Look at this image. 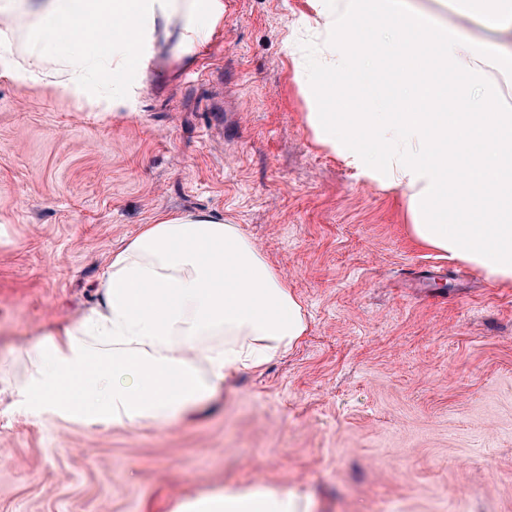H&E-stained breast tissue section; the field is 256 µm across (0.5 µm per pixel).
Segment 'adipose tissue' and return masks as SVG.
<instances>
[{
	"label": "adipose tissue",
	"mask_w": 512,
	"mask_h": 512,
	"mask_svg": "<svg viewBox=\"0 0 512 512\" xmlns=\"http://www.w3.org/2000/svg\"><path fill=\"white\" fill-rule=\"evenodd\" d=\"M491 41L428 17L420 0H312L335 74L331 110L306 122L344 160L408 195L410 234L487 278L512 281V0H460ZM35 20L32 81L45 61L98 64L121 92L145 20L183 17L195 44L224 21V0H0V41L17 10ZM364 16L388 27L380 54L346 37ZM112 31L103 48L99 34ZM302 304L239 225L209 212L164 213L114 250L95 305L19 348L12 381L65 418L165 427L211 401L241 369L261 370L302 341ZM173 512H309L296 492L257 482L201 491Z\"/></svg>",
	"instance_id": "obj_1"
}]
</instances>
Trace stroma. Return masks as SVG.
<instances>
[{
  "instance_id": "1",
  "label": "stroma",
  "mask_w": 512,
  "mask_h": 512,
  "mask_svg": "<svg viewBox=\"0 0 512 512\" xmlns=\"http://www.w3.org/2000/svg\"><path fill=\"white\" fill-rule=\"evenodd\" d=\"M309 0H224L204 42L144 35L121 96L35 86L0 45V363L90 308L165 212L240 225L308 318L300 345L166 427L88 425L0 383V512H171L285 485L311 512H512V282L411 239L306 125Z\"/></svg>"
}]
</instances>
